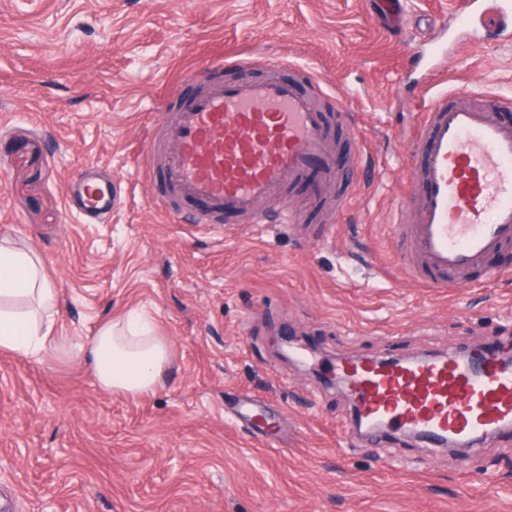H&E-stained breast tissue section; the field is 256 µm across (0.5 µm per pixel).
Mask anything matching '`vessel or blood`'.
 Wrapping results in <instances>:
<instances>
[{
	"label": "vessel or blood",
	"instance_id": "obj_1",
	"mask_svg": "<svg viewBox=\"0 0 512 512\" xmlns=\"http://www.w3.org/2000/svg\"><path fill=\"white\" fill-rule=\"evenodd\" d=\"M295 78L214 80L182 101L170 124L153 126L145 141L147 169L159 175L162 209L185 201L209 205L193 215L208 224L225 212L240 224H273L295 231L287 202H271L275 185L319 173L332 183L345 173L332 141L328 113ZM512 100L485 103L473 95L440 92L418 124L422 193L418 221L395 225L407 272L431 288L460 286L490 255L512 245ZM76 208L93 217L111 213V185L81 179ZM360 422L358 435L406 433L431 444L454 439L483 444L512 428V353L477 347L392 361L351 359L332 367Z\"/></svg>",
	"mask_w": 512,
	"mask_h": 512
}]
</instances>
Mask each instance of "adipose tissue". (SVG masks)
I'll return each mask as SVG.
<instances>
[{"instance_id":"1","label":"adipose tissue","mask_w":512,"mask_h":512,"mask_svg":"<svg viewBox=\"0 0 512 512\" xmlns=\"http://www.w3.org/2000/svg\"><path fill=\"white\" fill-rule=\"evenodd\" d=\"M56 306L44 260L0 238V351L38 359L56 348ZM80 350L103 391L129 398L155 392L170 364L167 337L136 312L100 325Z\"/></svg>"}]
</instances>
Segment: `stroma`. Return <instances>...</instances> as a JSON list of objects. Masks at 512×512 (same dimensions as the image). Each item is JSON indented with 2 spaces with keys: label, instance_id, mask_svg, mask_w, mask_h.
Returning a JSON list of instances; mask_svg holds the SVG:
<instances>
[{
  "label": "stroma",
  "instance_id": "stroma-1",
  "mask_svg": "<svg viewBox=\"0 0 512 512\" xmlns=\"http://www.w3.org/2000/svg\"><path fill=\"white\" fill-rule=\"evenodd\" d=\"M452 24L451 0H404L390 27L375 0H0V236L40 254L59 294V347L0 355V503L13 512H512V431L453 450L384 437L355 448L345 391L281 358L282 338L322 348L328 370L512 347V250L462 288L404 273L391 223H416V128L436 93L512 97V13ZM315 72L349 150L335 198L316 178L276 186L307 231L190 224L138 161L148 129L205 89L206 66L239 78ZM196 73L189 84L187 73ZM100 167L119 199L85 223L65 194ZM326 238L316 228L329 205ZM139 307L171 345L162 386L99 389L76 355ZM258 400L241 420L240 398Z\"/></svg>",
  "mask_w": 512,
  "mask_h": 512
}]
</instances>
